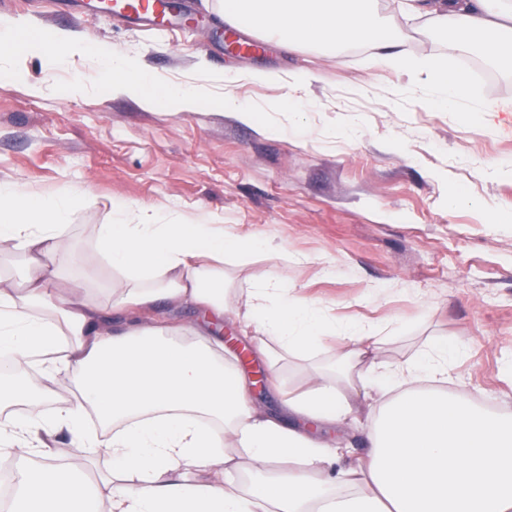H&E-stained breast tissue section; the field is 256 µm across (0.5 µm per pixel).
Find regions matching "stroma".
Wrapping results in <instances>:
<instances>
[{
	"instance_id": "1",
	"label": "stroma",
	"mask_w": 512,
	"mask_h": 512,
	"mask_svg": "<svg viewBox=\"0 0 512 512\" xmlns=\"http://www.w3.org/2000/svg\"><path fill=\"white\" fill-rule=\"evenodd\" d=\"M186 31H144L84 0H0V20L27 26L19 76L0 78V183L52 195L90 187L72 236L82 267L99 268L94 227L123 200L192 219L267 246L245 272L260 275L287 252L296 294L321 302L341 325L365 323L389 337L398 361L428 339L462 345L449 392L490 397L512 410V77L472 82L470 119L434 106L432 91L392 70L373 71L366 46L332 56L316 45L284 52L231 49L213 0H189ZM64 30L136 61L157 82L192 83L194 112L112 93L107 63L65 54L44 64L35 35ZM312 70L307 89L284 79ZM252 71L276 83L246 81ZM232 94L259 127L225 117Z\"/></svg>"
}]
</instances>
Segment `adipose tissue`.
<instances>
[{
	"label": "adipose tissue",
	"mask_w": 512,
	"mask_h": 512,
	"mask_svg": "<svg viewBox=\"0 0 512 512\" xmlns=\"http://www.w3.org/2000/svg\"><path fill=\"white\" fill-rule=\"evenodd\" d=\"M229 22L245 21L295 49L328 52L372 46V63L425 77L442 107L469 100L465 72L409 53L379 15L375 0H223ZM394 15L423 22L460 55L480 53L512 73V0H396ZM80 51L106 59L113 92L192 112L200 97L188 85H153L142 68L102 45ZM88 188L50 196L19 183L0 184V242L25 259L23 285L0 282V359L39 361L75 388L54 419L44 397L14 371L0 368V447L42 457L22 470L9 512H61L94 499L105 512H512V412L487 399L450 393L457 345L437 339L413 357L390 362L387 339L361 325L337 326L319 302L291 293L286 267L237 282L258 239L225 233L220 224H175L123 201L94 241L112 268L108 297L65 290L64 248L71 215ZM162 303L191 304L196 323L143 326L129 312ZM252 346L282 408L256 410L251 381L224 345L223 322ZM342 332L347 351L322 368L326 336ZM295 365L302 383H288ZM24 405V414L14 413ZM369 405V446H331L320 432ZM111 434L85 428L87 412ZM67 431L83 453L104 449L112 470L78 475L57 460L55 435ZM223 466L224 481L212 480Z\"/></svg>",
	"instance_id": "obj_1"
}]
</instances>
